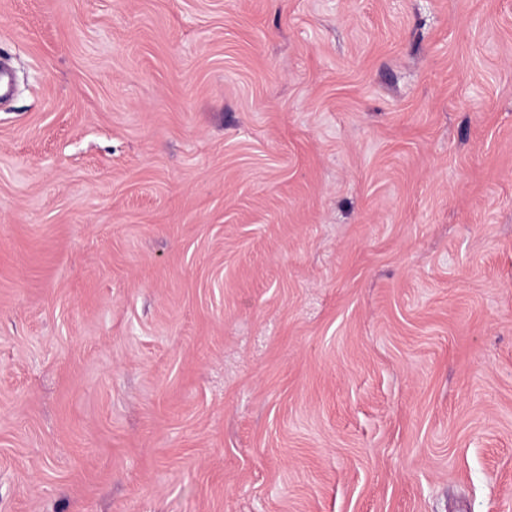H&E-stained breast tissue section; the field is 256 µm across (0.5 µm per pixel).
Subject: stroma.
I'll list each match as a JSON object with an SVG mask.
<instances>
[{
    "label": "stroma",
    "mask_w": 512,
    "mask_h": 512,
    "mask_svg": "<svg viewBox=\"0 0 512 512\" xmlns=\"http://www.w3.org/2000/svg\"><path fill=\"white\" fill-rule=\"evenodd\" d=\"M0 512H512V0H0Z\"/></svg>",
    "instance_id": "35a3bbf8"
}]
</instances>
